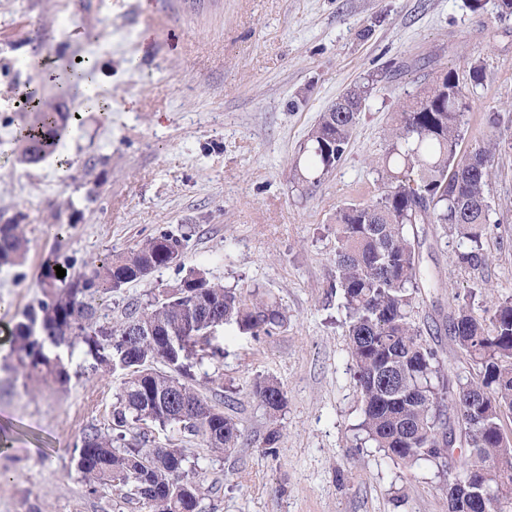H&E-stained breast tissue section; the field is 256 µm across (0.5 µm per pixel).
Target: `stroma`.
Masks as SVG:
<instances>
[{
  "label": "stroma",
  "mask_w": 512,
  "mask_h": 512,
  "mask_svg": "<svg viewBox=\"0 0 512 512\" xmlns=\"http://www.w3.org/2000/svg\"><path fill=\"white\" fill-rule=\"evenodd\" d=\"M439 64H432V56ZM488 78L471 88L464 149L512 139V16L498 0H0V223L21 218L24 264L0 266V512H138L111 490L92 495L74 448L87 425L107 427L120 373L82 351L60 387L16 372L13 330L41 297L47 256L79 272L89 257L134 248L159 230L187 234L181 260L127 285L126 305L176 286L189 270L246 292L263 288L287 322L259 338L225 327L204 372L235 391L242 445L224 456L189 443L215 512H441L445 471L401 465L365 443L334 270L337 210L372 202L376 164L400 102L441 68ZM81 60L94 62L108 111L60 99ZM384 74L342 161L318 188L293 169L319 115L356 81ZM34 88L72 117L56 151L24 163L13 134L33 115ZM501 117L497 128L488 113ZM487 261L455 266L447 225L425 227L419 296L425 338L448 374L465 366L446 330L457 296L483 287L475 309L512 291V150L495 152ZM68 225L54 238L50 228ZM272 377L287 393L275 454L269 421L248 390Z\"/></svg>",
  "instance_id": "obj_1"
}]
</instances>
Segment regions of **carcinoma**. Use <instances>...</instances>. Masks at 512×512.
<instances>
[{"mask_svg": "<svg viewBox=\"0 0 512 512\" xmlns=\"http://www.w3.org/2000/svg\"><path fill=\"white\" fill-rule=\"evenodd\" d=\"M63 93L105 108L91 67L73 72ZM385 76L372 73L321 113L294 162L298 179L316 188L342 160L363 107ZM24 105L35 121L16 131L22 158L37 162L52 152L67 114L35 90ZM468 96L456 71L444 70L396 112L388 132L381 187L374 201L336 212V258L329 288L346 311L349 356L355 368L365 440L395 463L435 462L453 478L443 490L446 512L512 509V439L502 417L512 413V296L487 316L470 303L456 305L448 333L463 351L465 371L445 373L438 353L423 338L417 301L423 273L416 254L418 224H446L457 234L455 264L485 262L490 224L486 191L491 180L486 147L459 158ZM186 236L163 230L136 248L86 263L87 272L57 277L54 264L41 273L43 298L28 306L14 330V353L30 379L63 386L70 374L63 351L80 348L107 373L123 372L107 428L84 427L75 448L76 467L91 492L112 489L120 502L141 512H202L209 490L198 462L183 444L195 439L226 456L240 445L238 422L197 388L196 371L224 350L213 328L234 326L254 338L269 336L285 316L256 287L244 295L195 270L172 289L128 304L112 315L109 301L127 284L171 265ZM24 238L17 219L0 224V266L19 265ZM139 330L137 340L126 336ZM250 395L271 418L264 448L281 438L277 414L287 393L271 378H257ZM458 426L466 453H448ZM171 429L165 445H149L152 429Z\"/></svg>", "mask_w": 512, "mask_h": 512, "instance_id": "1", "label": "carcinoma"}]
</instances>
